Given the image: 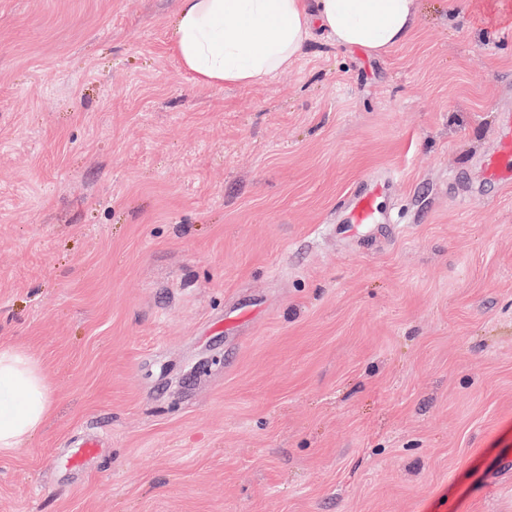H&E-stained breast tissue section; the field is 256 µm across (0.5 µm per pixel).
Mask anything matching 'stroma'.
<instances>
[{
    "instance_id": "1",
    "label": "stroma",
    "mask_w": 512,
    "mask_h": 512,
    "mask_svg": "<svg viewBox=\"0 0 512 512\" xmlns=\"http://www.w3.org/2000/svg\"><path fill=\"white\" fill-rule=\"evenodd\" d=\"M178 4L0 0V343L53 402L0 512H512V0L248 86ZM512 109L499 113L497 150L478 160L477 172L482 180L501 184L512 182ZM379 185L364 194H357L345 204V224H375L381 219L376 204Z\"/></svg>"
}]
</instances>
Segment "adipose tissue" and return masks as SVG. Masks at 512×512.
Returning <instances> with one entry per match:
<instances>
[{"label":"adipose tissue","mask_w":512,"mask_h":512,"mask_svg":"<svg viewBox=\"0 0 512 512\" xmlns=\"http://www.w3.org/2000/svg\"><path fill=\"white\" fill-rule=\"evenodd\" d=\"M418 0H180L171 49L206 84L249 85L288 70L313 27L382 55L407 42ZM52 409L44 368L0 344V454L19 448Z\"/></svg>","instance_id":"obj_1"}]
</instances>
